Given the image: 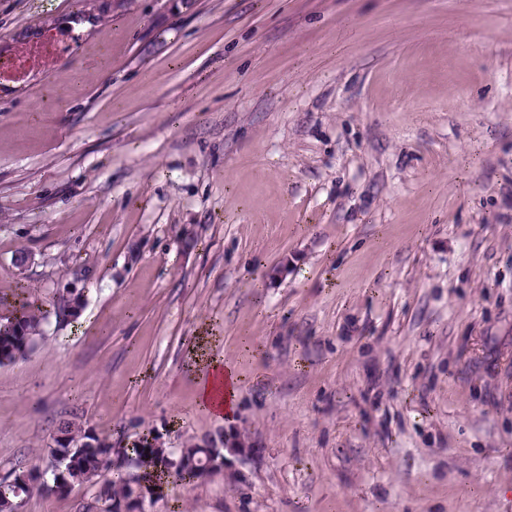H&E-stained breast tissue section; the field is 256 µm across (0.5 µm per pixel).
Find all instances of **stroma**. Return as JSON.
Masks as SVG:
<instances>
[{
    "label": "stroma",
    "instance_id": "stroma-1",
    "mask_svg": "<svg viewBox=\"0 0 512 512\" xmlns=\"http://www.w3.org/2000/svg\"><path fill=\"white\" fill-rule=\"evenodd\" d=\"M49 32L0 92V316L82 310L0 365V475L62 420L223 428L242 476L148 512H512V0H0V51ZM60 52V40L53 35L15 47L5 55L11 62L0 67V85L19 82L34 69L49 68ZM73 303L75 306H81L80 294L75 293L71 289H64V291L59 294L57 301L53 305L52 313L54 314L55 319L67 321L77 318L79 315V309L71 306ZM195 369L204 371V381L199 390L197 403L199 407L219 418L232 413L237 404L240 383L239 377L233 374L230 384L225 379L223 357L209 356L205 351H195L193 356Z\"/></svg>",
    "mask_w": 512,
    "mask_h": 512
}]
</instances>
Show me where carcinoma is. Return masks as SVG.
I'll list each match as a JSON object with an SVG mask.
<instances>
[{"mask_svg":"<svg viewBox=\"0 0 512 512\" xmlns=\"http://www.w3.org/2000/svg\"><path fill=\"white\" fill-rule=\"evenodd\" d=\"M80 294L71 289L64 290L53 305L55 318L67 321L77 318ZM47 311L32 309L22 305L5 318L0 317V364L12 363L23 358L35 345L47 321ZM56 447L51 449L55 456L65 458L64 468L67 481L82 485L91 481L101 471L109 469L105 456L112 454V442L106 436L91 435L74 420L61 422L55 431ZM223 442V432L218 430L194 440L178 451L169 448H151L133 446L125 452L136 478L132 481L123 477L106 484L103 490L108 499L122 498L132 491L131 482H153V473L158 471L173 478V483L189 484L203 476L201 463L205 452L218 447ZM31 485L25 486L17 480L0 478V512H13L15 504L26 501L36 492L45 490L37 477H30Z\"/></svg>","mask_w":512,"mask_h":512,"instance_id":"carcinoma-1","label":"carcinoma"}]
</instances>
